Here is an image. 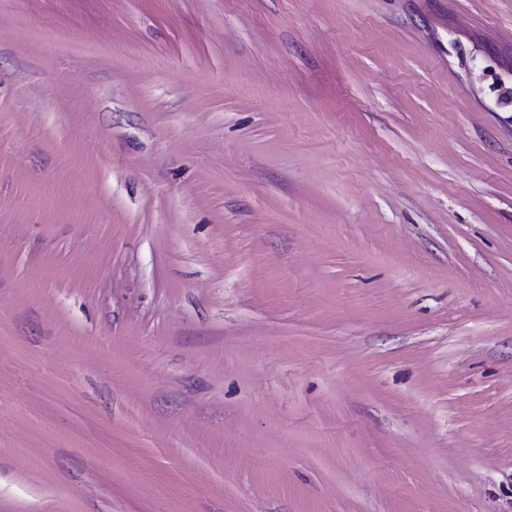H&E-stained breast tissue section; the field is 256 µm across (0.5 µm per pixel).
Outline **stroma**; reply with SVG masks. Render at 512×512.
<instances>
[{
	"mask_svg": "<svg viewBox=\"0 0 512 512\" xmlns=\"http://www.w3.org/2000/svg\"><path fill=\"white\" fill-rule=\"evenodd\" d=\"M512 0H0V512H512Z\"/></svg>",
	"mask_w": 512,
	"mask_h": 512,
	"instance_id": "obj_1",
	"label": "stroma"
}]
</instances>
